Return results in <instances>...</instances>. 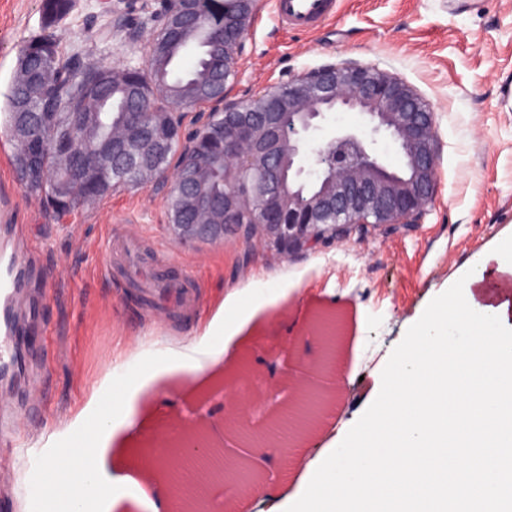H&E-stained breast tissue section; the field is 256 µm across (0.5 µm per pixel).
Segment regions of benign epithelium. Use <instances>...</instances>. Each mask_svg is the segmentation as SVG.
I'll return each instance as SVG.
<instances>
[{
  "label": "benign epithelium",
  "mask_w": 512,
  "mask_h": 512,
  "mask_svg": "<svg viewBox=\"0 0 512 512\" xmlns=\"http://www.w3.org/2000/svg\"><path fill=\"white\" fill-rule=\"evenodd\" d=\"M243 9L224 26V80L236 76V57L248 34L247 19L261 0H242ZM224 102V206L196 207L195 224H170L182 244L224 243L229 233L259 238L288 257L320 249L331 239H346L365 227L418 224L432 207L438 186L439 147L435 113L406 82L377 69L352 62L324 65L291 76L288 83L249 98ZM266 103V111L250 112L249 102ZM353 111L363 127L338 128L319 141L307 134L322 129L330 112ZM288 113L283 125L279 113ZM387 136L402 156L394 168L376 152L377 137ZM312 154L317 177L303 178L302 156ZM246 167L262 173L264 197L253 201L234 187L233 175ZM288 180V198L280 189ZM322 400L315 393L300 395L284 413L291 431L299 434L316 419ZM242 402L228 401L227 424H243ZM193 481L182 501H195L207 512L206 488L233 480L232 458L211 445L200 430L187 429L179 444L164 443L149 465L164 469L170 483L188 463Z\"/></svg>",
  "instance_id": "7a95c632"
}]
</instances>
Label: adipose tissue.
<instances>
[{
  "label": "adipose tissue",
  "instance_id": "ef3b65f1",
  "mask_svg": "<svg viewBox=\"0 0 512 512\" xmlns=\"http://www.w3.org/2000/svg\"><path fill=\"white\" fill-rule=\"evenodd\" d=\"M261 291L255 285L234 291L225 298L202 337L179 350L165 349L160 367L198 372L217 362L227 352L224 335L235 328L243 311L256 304ZM124 374L109 372L107 384L90 396L71 425L80 434L72 442L67 432H60L42 463V481L34 500L25 512H56L65 505L66 512H88V500H98L103 512H111L126 497L135 481L115 474L106 465L107 442L121 430L134 412V400L144 375L137 365L125 363Z\"/></svg>",
  "mask_w": 512,
  "mask_h": 512
}]
</instances>
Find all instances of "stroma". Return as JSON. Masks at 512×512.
Returning a JSON list of instances; mask_svg holds the SVG:
<instances>
[{
    "mask_svg": "<svg viewBox=\"0 0 512 512\" xmlns=\"http://www.w3.org/2000/svg\"><path fill=\"white\" fill-rule=\"evenodd\" d=\"M54 29L64 53L115 68L146 63L158 0H120L119 14L101 0H72ZM47 24V0H0V113L23 42ZM111 29V37L100 34ZM354 60L411 85L435 113L439 189L418 224H389L327 244L318 252L278 256L259 239L179 244L167 231V189L149 182L119 189L59 216L28 196L0 135V246L27 266L17 316L28 333L21 367L0 395V428L13 434L12 465L0 474V512H20L35 493L41 451L85 404L105 372L138 343L184 345L201 334L228 293L260 279L281 290L261 303L233 336L228 353L199 373L156 377L138 394L134 423L110 441V469L132 476L146 498L114 512H171L167 484L144 463L146 450L173 435L177 422L212 424L215 446L236 448L224 434V376L247 365L233 390L251 402L256 434L268 433L288 397L284 373L301 371L320 353L310 329L317 313L340 315L338 372L331 407L308 454L326 448L369 407L392 350L430 301L480 253L512 235V109L501 93L512 85V0H336L332 17L310 30L282 24L263 0L236 61L233 98H246L291 75ZM134 232L157 251L162 273L187 272L199 302L154 321L137 283L110 261L107 241Z\"/></svg>",
    "mask_w": 512,
    "mask_h": 512,
    "instance_id": "stroma-1",
    "label": "stroma"
}]
</instances>
